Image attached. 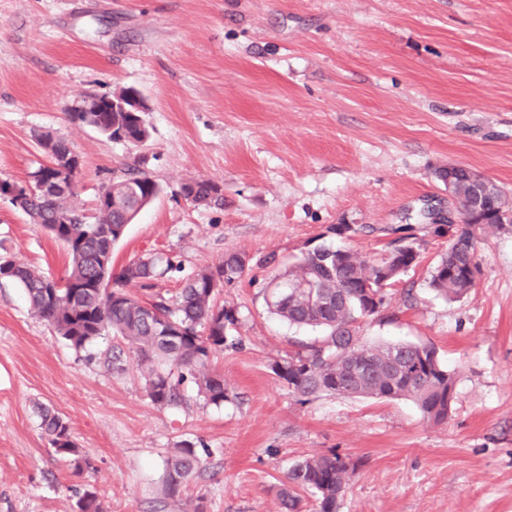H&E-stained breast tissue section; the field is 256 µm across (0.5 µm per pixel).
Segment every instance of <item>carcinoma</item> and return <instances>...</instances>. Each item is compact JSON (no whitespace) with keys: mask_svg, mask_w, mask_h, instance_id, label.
Segmentation results:
<instances>
[{"mask_svg":"<svg viewBox=\"0 0 512 512\" xmlns=\"http://www.w3.org/2000/svg\"><path fill=\"white\" fill-rule=\"evenodd\" d=\"M125 135L129 143L149 135L138 112L126 113ZM124 178L140 194L153 192L151 178L138 168ZM76 182L56 193L38 194L28 203V214L66 247L70 259L65 277L68 288L45 295L52 275L24 263L10 265L5 281L19 284L26 292L31 312L47 321L76 351H84L106 336H117L135 346L144 385L152 405L159 409L187 403L184 386L191 383L206 405L220 407L233 398L224 378L212 367V358L226 349H236L242 340L232 334L240 322L238 307L218 303L215 282L232 284L253 267L281 264L274 253L254 257L245 265L239 252L224 254L218 263L190 275L181 291L166 296L155 290L156 281L180 269L169 257L151 256L134 261L128 277L103 272L99 257L117 244L111 228L124 223V215L110 208L95 207L88 216L72 205ZM179 194L194 205L224 207L220 184L210 178H191L179 186ZM450 243L428 279V286L447 300H459L475 287L480 274L475 231L448 225ZM420 253L395 247L388 255L369 261L350 250L318 244L288 263L276 277V288L266 302L268 312L295 327L322 331L313 343L275 362L271 370L299 402L321 395L352 398L405 399L436 425L448 421V386L453 374L443 365L430 344L408 341L369 342L360 334V323L378 314L374 300L363 285L380 287L397 282V270L414 269ZM133 285L140 293L132 294ZM165 320L172 340L157 335L155 323ZM123 350L110 346L98 360L117 373L123 371ZM41 425L55 454L82 466L80 449L72 440L62 416L41 411ZM202 464L201 450L190 441L181 442L166 459L161 492L168 502L187 504L184 493ZM359 463L334 451L315 454L295 462L288 481L277 490L281 512H301L302 494L314 497L313 512H338L336 496L355 475ZM79 512H101L98 497L85 491L77 500Z\"/></svg>","mask_w":512,"mask_h":512,"instance_id":"cac0c4a2","label":"carcinoma"}]
</instances>
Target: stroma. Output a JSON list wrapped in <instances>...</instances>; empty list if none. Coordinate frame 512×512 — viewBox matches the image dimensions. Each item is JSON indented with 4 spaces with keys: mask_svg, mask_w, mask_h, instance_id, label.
<instances>
[{
    "mask_svg": "<svg viewBox=\"0 0 512 512\" xmlns=\"http://www.w3.org/2000/svg\"><path fill=\"white\" fill-rule=\"evenodd\" d=\"M137 90L149 109L140 146L74 125L90 94ZM82 158L76 208L93 213L112 176L146 164L161 192L115 247L112 265L165 254L186 275L225 253L300 254L333 224L365 233L331 245L376 260L401 224L420 263L385 290L372 340L433 345L455 375L447 423L409 401L323 396L297 403L271 371L317 332L268 313L273 267L224 287L241 348L214 367L234 394L167 410L146 393L133 349L108 371L31 313L0 280V512L162 507L164 461L181 441L208 448L186 491L204 512H279L297 460L328 450L358 460L340 512H512V225L482 234L481 273L462 300L428 286L448 246L417 215L448 164L479 171L512 198V0H0V182L45 162L42 134ZM222 186L220 209L178 194ZM56 277L69 259L0 196V254ZM60 414L86 464L56 455L40 408ZM179 194L194 205L223 208L224 193L220 184L210 178H191L179 186Z\"/></svg>",
    "mask_w": 512,
    "mask_h": 512,
    "instance_id": "obj_1",
    "label": "stroma"
}]
</instances>
